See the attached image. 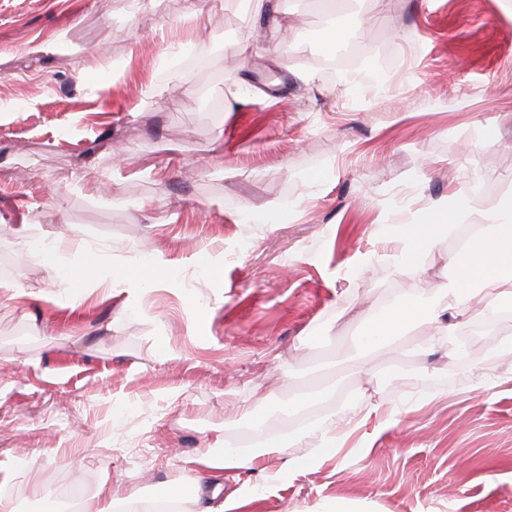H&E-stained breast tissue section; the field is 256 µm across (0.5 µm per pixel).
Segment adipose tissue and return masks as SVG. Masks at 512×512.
Returning a JSON list of instances; mask_svg holds the SVG:
<instances>
[{"label":"adipose tissue","instance_id":"1","mask_svg":"<svg viewBox=\"0 0 512 512\" xmlns=\"http://www.w3.org/2000/svg\"><path fill=\"white\" fill-rule=\"evenodd\" d=\"M454 216L470 219L471 225L455 250L454 262L458 277L448 286L447 302L421 307L420 298L426 289H416L414 294L399 297L386 311L369 318L362 336L365 350L377 349L397 338L407 335L418 322L436 323L437 328L429 343L437 348L450 347L446 318L467 317L472 303H479L487 311L499 310L504 303L512 302V207L470 216L465 195L454 199ZM446 230L443 218L427 224H414L404 228L399 235V259L414 265L418 255L431 248L436 238ZM241 415L251 422L256 445L245 451H227L220 455L201 454L197 464L208 475L226 469H249L260 458L280 454L285 448L310 445L311 463H319L336 453V424L328 419L308 426L304 431L288 435H271L266 429L267 415L254 407L245 406Z\"/></svg>","mask_w":512,"mask_h":512}]
</instances>
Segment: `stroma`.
Listing matches in <instances>:
<instances>
[{
  "label": "stroma",
  "mask_w": 512,
  "mask_h": 512,
  "mask_svg": "<svg viewBox=\"0 0 512 512\" xmlns=\"http://www.w3.org/2000/svg\"><path fill=\"white\" fill-rule=\"evenodd\" d=\"M357 29L354 86L320 57L243 51L254 0H0V498L47 512L79 482L149 505L195 486L230 402L336 415L340 451L287 448L224 473L237 512H512V321L473 351L434 328L355 360L365 313L459 271L443 234L414 266L397 234L463 192L512 204V10L505 0H335ZM234 39L196 70L178 61ZM279 78L225 111V75ZM315 81H304V74ZM62 246L168 262L137 300L102 275L50 281ZM222 255L197 272L200 251ZM478 385H470L471 375ZM277 470L281 481L269 480Z\"/></svg>",
  "instance_id": "stroma-1"
}]
</instances>
